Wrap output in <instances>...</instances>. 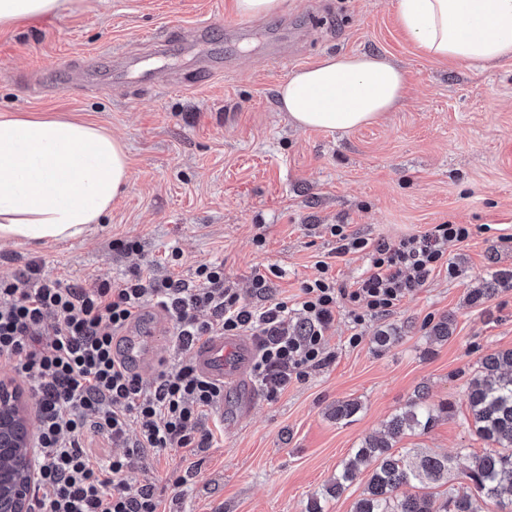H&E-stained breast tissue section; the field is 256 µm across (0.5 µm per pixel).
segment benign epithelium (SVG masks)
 <instances>
[{"mask_svg": "<svg viewBox=\"0 0 512 512\" xmlns=\"http://www.w3.org/2000/svg\"><path fill=\"white\" fill-rule=\"evenodd\" d=\"M34 425L23 391L0 379V512H29L38 482Z\"/></svg>", "mask_w": 512, "mask_h": 512, "instance_id": "1", "label": "benign epithelium"}]
</instances>
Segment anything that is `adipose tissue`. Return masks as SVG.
Returning a JSON list of instances; mask_svg holds the SVG:
<instances>
[{
	"instance_id": "ef3b65f1",
	"label": "adipose tissue",
	"mask_w": 512,
	"mask_h": 512,
	"mask_svg": "<svg viewBox=\"0 0 512 512\" xmlns=\"http://www.w3.org/2000/svg\"><path fill=\"white\" fill-rule=\"evenodd\" d=\"M68 0H0V26L64 10ZM398 18L431 59L487 65L512 57V0H398ZM405 74L368 53L328 54L277 89L303 129L350 131L392 111ZM131 180L110 132L76 120L0 115V241L46 244L100 223Z\"/></svg>"
}]
</instances>
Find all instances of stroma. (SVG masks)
<instances>
[{"mask_svg": "<svg viewBox=\"0 0 512 512\" xmlns=\"http://www.w3.org/2000/svg\"><path fill=\"white\" fill-rule=\"evenodd\" d=\"M237 17L234 0H71L57 14L0 28V114L101 126L125 145L132 171L105 222L84 237L0 242V279L35 260L46 276L84 288L134 267L188 280L219 260L227 285L244 294L255 267L277 268L268 296L292 300L318 261L335 257L329 225L372 241L470 225L467 242L448 246L458 277L433 276L396 313L359 326L337 309L326 365L276 399L256 392L247 415L226 389L223 414L203 420L222 435L135 458L129 482L133 495L154 486L166 512H306L355 448L422 390L451 411L397 449L448 456V479L434 487L447 498L485 448L468 426L467 381L485 354L512 348V287L496 283L512 275V58L490 67L433 61L401 28L397 0H286L277 15L253 19L244 40L220 30ZM208 20L219 27L209 52L224 69L199 82L182 49ZM153 38L169 41L168 57L149 53ZM278 42L293 52L288 63L272 52ZM338 52H371L401 68L406 96L349 132L295 128L277 86ZM113 55L174 70L177 80L137 88L104 72L91 86L70 83L73 67ZM126 241L139 252L121 250ZM175 248L172 268L165 257ZM487 286L488 298L470 301ZM441 320L450 336L436 343L430 330ZM384 334L390 344L379 343ZM347 399L360 411L346 424L331 419Z\"/></svg>", "mask_w": 512, "mask_h": 512, "instance_id": "1", "label": "stroma"}]
</instances>
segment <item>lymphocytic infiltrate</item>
<instances>
[{
    "instance_id": "obj_1",
    "label": "lymphocytic infiltrate",
    "mask_w": 512,
    "mask_h": 512,
    "mask_svg": "<svg viewBox=\"0 0 512 512\" xmlns=\"http://www.w3.org/2000/svg\"><path fill=\"white\" fill-rule=\"evenodd\" d=\"M337 256L367 252L369 265L351 285L338 284L332 265L303 282L294 303L267 300L266 270H255L251 297L226 286L224 265L199 266L192 280L144 277L140 270L115 281L79 288L45 276L38 262L0 280V360L28 382L35 400V466L39 493L31 512H159L152 487L138 495L126 485L134 456L169 448H199L212 432H200L203 416L223 390L193 364L167 367L147 382L116 357L118 333L143 310L164 311L180 349L204 337L250 334L260 349L254 375L267 398H276L306 368L328 362L326 332L337 308L355 321L394 313L430 276L457 268L448 243L469 239L466 224H437L396 241L367 239L334 224ZM106 434L122 455L106 459L85 445L88 432Z\"/></svg>"
}]
</instances>
